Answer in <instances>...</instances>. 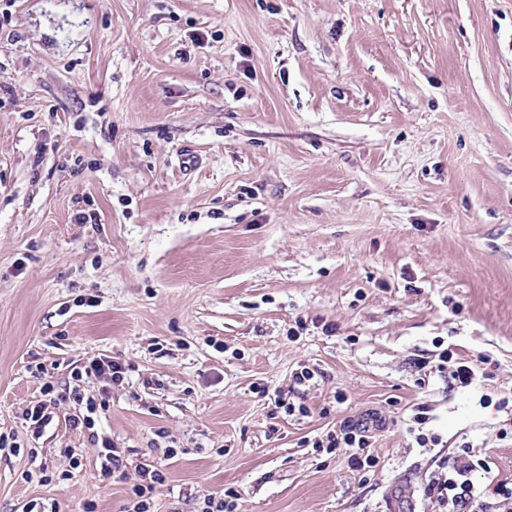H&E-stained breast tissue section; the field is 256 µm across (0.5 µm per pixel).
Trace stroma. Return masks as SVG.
Listing matches in <instances>:
<instances>
[{
    "label": "stroma",
    "mask_w": 512,
    "mask_h": 512,
    "mask_svg": "<svg viewBox=\"0 0 512 512\" xmlns=\"http://www.w3.org/2000/svg\"><path fill=\"white\" fill-rule=\"evenodd\" d=\"M444 349L475 385L422 375ZM98 355L133 367L88 384L127 466L105 481L69 406L22 419ZM504 398L512 0H0V512H125L146 462L155 512H440L462 443L512 482ZM375 416L373 468L310 446ZM67 448L72 479H27Z\"/></svg>",
    "instance_id": "1"
}]
</instances>
